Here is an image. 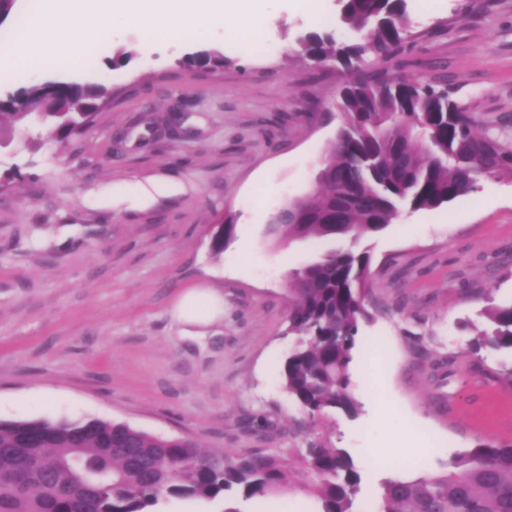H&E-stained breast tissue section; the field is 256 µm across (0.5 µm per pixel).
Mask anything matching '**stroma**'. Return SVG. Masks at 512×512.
Here are the masks:
<instances>
[{"instance_id":"35a3bbf8","label":"stroma","mask_w":512,"mask_h":512,"mask_svg":"<svg viewBox=\"0 0 512 512\" xmlns=\"http://www.w3.org/2000/svg\"><path fill=\"white\" fill-rule=\"evenodd\" d=\"M406 71L447 82L470 112L512 125V0H409ZM264 54L216 23L144 38L116 25L82 61L112 91L93 125L0 152V421L88 417L234 455L294 465L315 442L362 476L355 512H377L384 480L436 467L477 441L512 443V354L468 348L489 303L512 302V177L435 210L401 213L337 247L371 254L367 309L350 366L360 407L311 419L282 390L288 272L325 250L265 235L307 195L343 118L352 72L318 65L298 39L334 31V0H261ZM215 48L222 68L184 54ZM179 112L142 139L139 118ZM235 233L221 255L212 237ZM199 284L224 317L203 338L170 314Z\"/></svg>"}]
</instances>
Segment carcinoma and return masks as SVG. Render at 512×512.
<instances>
[{"instance_id":"cac0c4a2","label":"carcinoma","mask_w":512,"mask_h":512,"mask_svg":"<svg viewBox=\"0 0 512 512\" xmlns=\"http://www.w3.org/2000/svg\"><path fill=\"white\" fill-rule=\"evenodd\" d=\"M344 39H299L315 63L336 61L362 73L340 92L345 116L316 187L282 208L267 233L283 244L374 235L403 209L434 210L476 191L485 179L512 176V134L477 118L440 84L401 66L408 40V0H341ZM194 67L224 66L205 50ZM101 84L54 80L23 91L26 107L45 113L47 138L86 131ZM28 114L0 110V136L25 126ZM368 251L328 249L289 274L287 335L280 369L288 396L311 417L357 412L350 377L365 306ZM490 326L471 349L512 351V303L487 308ZM294 474L272 453L229 456L178 437L149 435L97 418L0 422V512H147L170 498L213 501L236 492L254 499L299 479L312 487L320 512H353L361 477L339 448L313 445L298 454ZM377 512H512V444L485 440L438 470L382 483Z\"/></svg>"}]
</instances>
